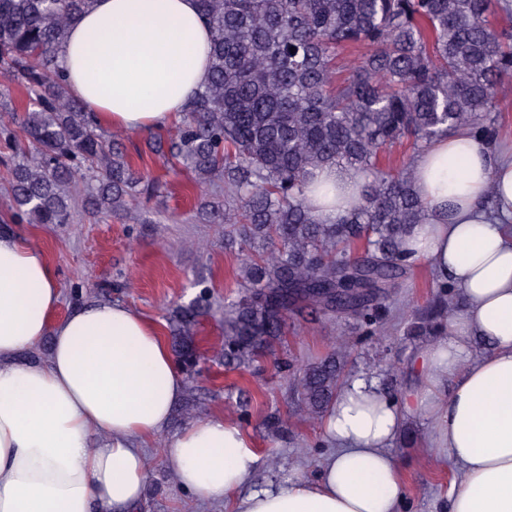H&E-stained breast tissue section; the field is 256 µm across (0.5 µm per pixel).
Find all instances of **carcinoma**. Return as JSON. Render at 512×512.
Instances as JSON below:
<instances>
[{"instance_id":"carcinoma-1","label":"carcinoma","mask_w":512,"mask_h":512,"mask_svg":"<svg viewBox=\"0 0 512 512\" xmlns=\"http://www.w3.org/2000/svg\"><path fill=\"white\" fill-rule=\"evenodd\" d=\"M211 29L210 77L173 134L145 143L175 160L196 183H224V201L200 214L228 224L237 248L238 294L224 299V364L248 367L288 332V316L352 319L380 331V310L416 259L405 237L424 221L415 159L461 129L497 137L493 114L512 79V32L503 0H197ZM94 0H0V107L13 86L32 97L0 128L11 213L4 224H69L77 204L97 214H130L143 176L68 93L58 61L70 21ZM408 142L410 161L385 169L380 155ZM353 170L361 203L335 222L313 213L314 172ZM441 310L408 323L409 336L445 329L457 303L437 283ZM209 305L202 293L169 317L182 369L199 373L193 327ZM355 341L341 339L322 359L288 369L294 413L324 417L344 384ZM276 438L287 419L264 420Z\"/></svg>"}]
</instances>
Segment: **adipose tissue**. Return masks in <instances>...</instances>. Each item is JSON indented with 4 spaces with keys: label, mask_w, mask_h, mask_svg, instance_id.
I'll list each match as a JSON object with an SVG mask.
<instances>
[{
    "label": "adipose tissue",
    "mask_w": 512,
    "mask_h": 512,
    "mask_svg": "<svg viewBox=\"0 0 512 512\" xmlns=\"http://www.w3.org/2000/svg\"><path fill=\"white\" fill-rule=\"evenodd\" d=\"M211 33L196 0H95L60 51L71 96L100 126L164 128L209 77ZM314 212L344 216L351 170L316 172ZM426 219L407 240L464 300L415 354L416 385L395 404L375 377L343 385L324 419L333 451L315 480L250 488L258 457L232 420L168 426L183 374L157 326L119 302L58 315L54 272L26 237L0 231V512H134L146 446L179 487L234 512H400L392 453L408 415L432 422L427 445L458 470L448 512H512V148L461 129L414 168ZM49 342L47 358L35 357Z\"/></svg>",
    "instance_id": "adipose-tissue-1"
}]
</instances>
